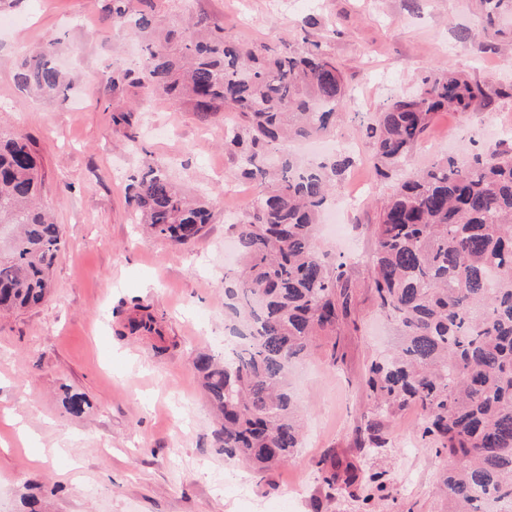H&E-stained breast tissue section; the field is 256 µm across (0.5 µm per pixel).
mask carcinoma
<instances>
[{
  "mask_svg": "<svg viewBox=\"0 0 512 512\" xmlns=\"http://www.w3.org/2000/svg\"><path fill=\"white\" fill-rule=\"evenodd\" d=\"M488 37L502 34L512 0H478ZM191 41L170 31L146 46L142 66L112 72V91L132 89L193 111L235 112L228 141L240 174L255 186V207L239 220L242 265L224 274L241 339L224 361L199 352L194 368L218 419V447L260 481L301 447L292 361L323 349L342 359L336 329L348 314L346 263L319 253L316 226L341 183L347 158L303 164L288 143L329 133L347 96L341 68L318 43L286 39L242 49L199 18ZM54 44L33 50L18 85L51 95L62 76ZM415 94L399 93L376 113L366 135L373 168L388 180L439 112H469L499 91L460 74L430 72ZM42 187L36 152L19 131L0 130V311L36 307L52 289L63 246L61 226L36 203ZM132 199L150 235L190 246L210 223L213 202L183 193L150 167ZM373 289L393 323L397 348L364 379L374 413L391 418L411 405L425 414L422 437L455 460L440 477L448 512H512V149H489L466 163L442 157L399 183L375 225ZM324 481L352 487L356 467L323 458Z\"/></svg>",
  "mask_w": 512,
  "mask_h": 512,
  "instance_id": "carcinoma-1",
  "label": "carcinoma"
}]
</instances>
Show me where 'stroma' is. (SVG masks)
I'll return each instance as SVG.
<instances>
[{"mask_svg":"<svg viewBox=\"0 0 512 512\" xmlns=\"http://www.w3.org/2000/svg\"><path fill=\"white\" fill-rule=\"evenodd\" d=\"M107 2L0 0V128L30 139L43 202L64 234L49 299L0 315V512H27L32 500L39 512H444L437 481L449 460L422 440L420 408L381 419L382 445L368 439L373 398L362 379L397 336L375 303L371 263L353 256L372 252L395 181L448 154L462 162L498 142L512 145V16L484 47L475 0H129L130 11L147 10L161 29L194 17L246 46L320 42L344 72V114L327 140L289 150L307 161L349 155L343 183L369 185L355 205L338 194L330 200L344 210L349 241L324 229L317 239L329 259L347 263L352 322L337 332L342 362L317 350L295 365L303 446L257 481L217 447L192 366L196 350L224 355V272L239 263L238 227L225 218L254 206L237 189L238 157L224 148L235 116L157 99L132 126L115 128L113 110L133 96L113 95L107 78L117 67L137 68L145 40L107 18ZM48 43L71 89H21L15 73L24 53ZM431 70L464 73L502 94L487 108L437 114L394 181L379 179L365 126ZM156 165L184 190H207L217 201L191 246L143 235L128 187ZM141 308L152 331L128 327ZM71 394L86 397L83 414L66 413ZM14 413L27 416L30 438L17 435ZM329 456L353 462L358 484L325 483L318 463Z\"/></svg>","mask_w":512,"mask_h":512,"instance_id":"1","label":"stroma"}]
</instances>
